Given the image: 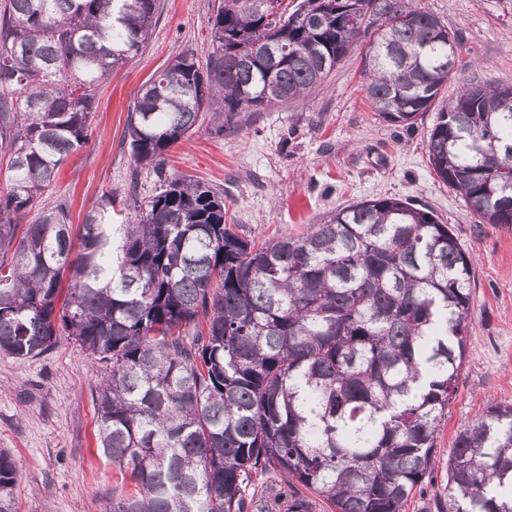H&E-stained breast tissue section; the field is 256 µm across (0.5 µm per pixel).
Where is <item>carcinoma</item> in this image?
<instances>
[{
  "label": "carcinoma",
  "mask_w": 512,
  "mask_h": 512,
  "mask_svg": "<svg viewBox=\"0 0 512 512\" xmlns=\"http://www.w3.org/2000/svg\"><path fill=\"white\" fill-rule=\"evenodd\" d=\"M218 0L213 52L179 53L130 105L123 142L163 175L203 113L309 94L366 39V97L411 126L453 71L457 35L413 0ZM158 0H0V353L34 359L64 335L111 364L98 448L134 491L106 512H405L435 469L436 436L468 348L474 256L433 211L396 196L337 209L261 243L224 223V197L181 178L112 194L78 230L70 206L29 207L87 140L95 93L149 40ZM257 44L288 48L274 57ZM427 155L481 224L512 225V86H465ZM288 492L255 493L259 476ZM0 450V512H18ZM438 512H512V403L456 434Z\"/></svg>",
  "instance_id": "carcinoma-1"
}]
</instances>
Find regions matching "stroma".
<instances>
[{
  "mask_svg": "<svg viewBox=\"0 0 512 512\" xmlns=\"http://www.w3.org/2000/svg\"><path fill=\"white\" fill-rule=\"evenodd\" d=\"M213 0H159L152 36L133 59L98 87L86 145L59 167L50 201H68L72 224L103 194L151 195L158 178L135 168L122 144L128 108L139 87L181 51L200 61L212 51ZM459 37L453 73L438 100L467 83L512 85V0H419ZM362 46L306 97L245 113L236 127L207 112L199 131L172 145L167 175L210 184L224 197L227 223L251 238L296 236L334 210L364 198H409L451 225L476 257L472 324L457 396L436 437V466L406 512H437L448 480L456 432L479 419L490 401L512 402V226L480 223L428 163L436 110L413 127L383 122L366 98ZM109 367L67 338L42 356L20 361L0 353V449L18 469L19 512H102L134 484L98 449L96 391Z\"/></svg>",
  "mask_w": 512,
  "mask_h": 512,
  "instance_id": "stroma-1",
  "label": "stroma"
}]
</instances>
